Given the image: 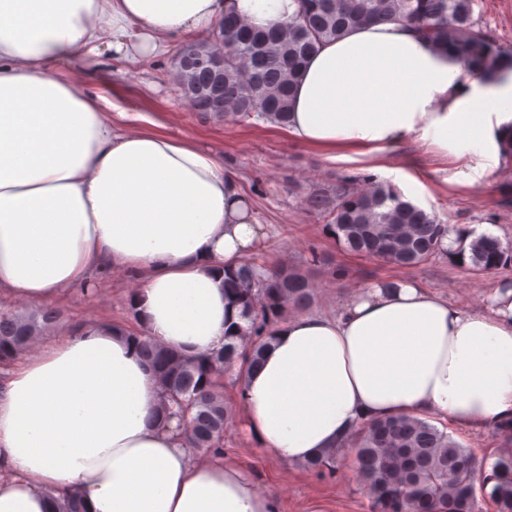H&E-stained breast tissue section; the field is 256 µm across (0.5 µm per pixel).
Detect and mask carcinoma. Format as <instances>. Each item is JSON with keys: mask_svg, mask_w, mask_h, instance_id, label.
<instances>
[{"mask_svg": "<svg viewBox=\"0 0 512 512\" xmlns=\"http://www.w3.org/2000/svg\"><path fill=\"white\" fill-rule=\"evenodd\" d=\"M299 9L274 30L233 18L214 38L185 43L174 62L178 85L193 108L205 115L238 121L254 119L288 126L294 84L308 59L325 41L370 21H396L415 29L440 54H452L468 69L498 76L512 70V44L474 19L478 0H297ZM221 52L214 67L199 55ZM341 178L329 191L317 190L306 205L324 218L348 252L398 268L419 266L444 252L443 239L460 233L436 214L407 200L391 183L374 176ZM469 252L468 269L493 272L512 267V245L492 234L457 237ZM224 297L242 306L248 327L225 336L224 348L188 358L159 342L138 341L139 353L157 373L167 400L188 420L186 441L197 449H219L233 422L224 404V377L239 382L263 360L267 336L288 310H307L314 302L310 278L279 264L244 260L224 289ZM61 318L42 307L31 315L0 311V365L23 355ZM354 452L359 481L368 496V512H481L487 498L496 512H512V452L478 464L473 453L446 430L419 416H395L370 422L342 444ZM337 454L306 463L317 473H332ZM481 480H476V474Z\"/></svg>", "mask_w": 512, "mask_h": 512, "instance_id": "cac0c4a2", "label": "carcinoma"}]
</instances>
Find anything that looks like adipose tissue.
Instances as JSON below:
<instances>
[{"label":"adipose tissue","instance_id":"ef3b65f1","mask_svg":"<svg viewBox=\"0 0 512 512\" xmlns=\"http://www.w3.org/2000/svg\"><path fill=\"white\" fill-rule=\"evenodd\" d=\"M296 0H0V297L40 305L110 269L138 334L188 357L221 350L241 311L224 280L263 232L213 154L151 129L118 130L111 97L72 72L103 52L134 62L225 16L272 29ZM289 139L335 160L409 138L500 159L512 73L479 77L393 21L326 42L298 77ZM250 440L287 464L335 451L360 425L436 415L512 423V289L486 312L419 285L360 288L336 315L275 324L236 386ZM151 365L120 325L88 323L0 371V512H278L223 452L164 425Z\"/></svg>","mask_w":512,"mask_h":512}]
</instances>
